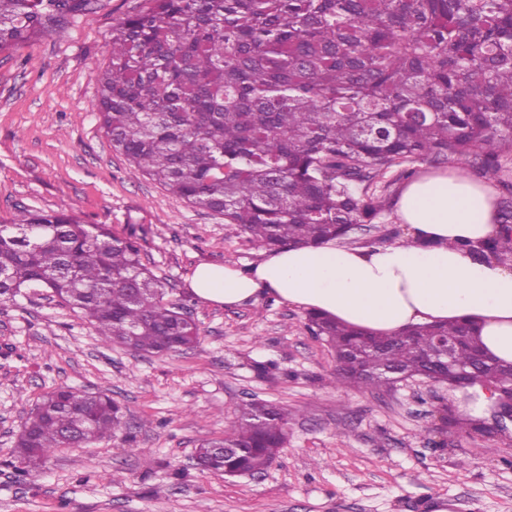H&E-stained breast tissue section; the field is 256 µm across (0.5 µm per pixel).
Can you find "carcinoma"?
<instances>
[{
    "label": "carcinoma",
    "instance_id": "obj_1",
    "mask_svg": "<svg viewBox=\"0 0 512 512\" xmlns=\"http://www.w3.org/2000/svg\"><path fill=\"white\" fill-rule=\"evenodd\" d=\"M90 4L0 0V52ZM110 52L97 112L112 148L270 250L380 223L392 186L422 161L495 174L502 146L512 149V0H148L112 27ZM476 252L512 262V202ZM0 273L1 300L46 292L107 343L144 354L198 343L197 324L142 264L133 234L27 210L0 225ZM306 328L334 351L335 385L421 377L475 406L492 384L498 405H512V364L487 356L470 324L368 336L310 312ZM438 336L472 367L467 384L436 364ZM232 414L223 439L200 444V465L259 474L286 439L288 412L250 401ZM123 426L105 392H47L20 426L17 476ZM224 445L236 455L224 458Z\"/></svg>",
    "mask_w": 512,
    "mask_h": 512
}]
</instances>
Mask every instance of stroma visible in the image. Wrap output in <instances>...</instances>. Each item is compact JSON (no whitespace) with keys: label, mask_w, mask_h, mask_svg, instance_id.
Returning a JSON list of instances; mask_svg holds the SVG:
<instances>
[{"label":"stroma","mask_w":512,"mask_h":512,"mask_svg":"<svg viewBox=\"0 0 512 512\" xmlns=\"http://www.w3.org/2000/svg\"><path fill=\"white\" fill-rule=\"evenodd\" d=\"M144 5L94 0L0 52V222L63 209L136 233L143 263L191 309L201 341L142 355L103 343L47 294L0 301V512H512V430L448 428V414L469 415L448 386H332L336 357L306 331L305 309L269 296L224 307L191 292L197 264L245 270L263 249L136 171L100 126L95 75L110 65L112 28ZM406 237L389 213L345 244ZM257 362L273 363L271 375L259 377ZM60 385L108 391L130 429L57 449L17 479L18 428ZM254 398L288 409V440L267 470L227 479L194 466L199 443L222 439L232 407Z\"/></svg>","instance_id":"obj_1"}]
</instances>
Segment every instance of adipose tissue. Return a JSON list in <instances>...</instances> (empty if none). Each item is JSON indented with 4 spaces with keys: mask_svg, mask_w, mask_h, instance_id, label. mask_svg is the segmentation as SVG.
I'll use <instances>...</instances> for the list:
<instances>
[{
    "mask_svg": "<svg viewBox=\"0 0 512 512\" xmlns=\"http://www.w3.org/2000/svg\"><path fill=\"white\" fill-rule=\"evenodd\" d=\"M396 217L409 242L291 247L246 270L203 262L191 290L228 307L272 295L376 335L466 319L491 357L512 362V267L469 248L499 230L492 188L456 167L428 172L401 189Z\"/></svg>",
    "mask_w": 512,
    "mask_h": 512,
    "instance_id": "1",
    "label": "adipose tissue"
}]
</instances>
